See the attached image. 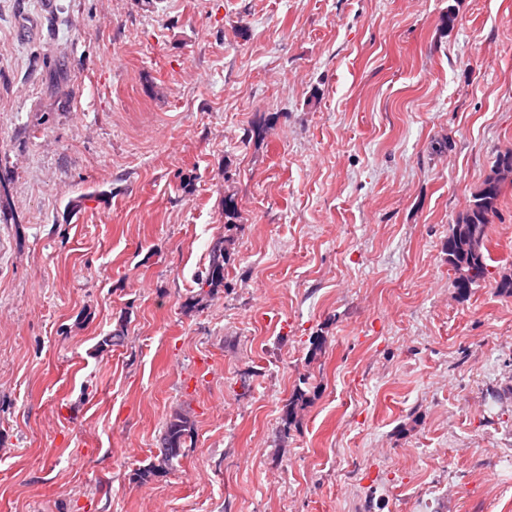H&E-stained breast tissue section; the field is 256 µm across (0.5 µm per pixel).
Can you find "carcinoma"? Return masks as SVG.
<instances>
[{
	"instance_id": "carcinoma-1",
	"label": "carcinoma",
	"mask_w": 512,
	"mask_h": 512,
	"mask_svg": "<svg viewBox=\"0 0 512 512\" xmlns=\"http://www.w3.org/2000/svg\"><path fill=\"white\" fill-rule=\"evenodd\" d=\"M499 171L495 182L490 178L472 193L466 212L459 215L448 235V267L453 271L451 284L467 283L476 286L489 276L487 260L490 253L484 245L488 235L490 217L498 214V205L507 177L512 173V151L498 154L491 171ZM226 248H213L211 261L205 274L198 277L199 290L212 294L224 286V263ZM193 423L188 414L176 411L166 420L159 441L157 462L140 473L146 477L166 470L179 459L181 448L193 434Z\"/></svg>"
}]
</instances>
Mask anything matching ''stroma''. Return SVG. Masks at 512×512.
I'll list each match as a JSON object with an SVG mask.
<instances>
[{"label":"stroma","mask_w":512,"mask_h":512,"mask_svg":"<svg viewBox=\"0 0 512 512\" xmlns=\"http://www.w3.org/2000/svg\"><path fill=\"white\" fill-rule=\"evenodd\" d=\"M507 148L512 0H0V512H512ZM505 152L497 155L490 169V172L499 170V177L483 189V186L492 180L486 176L472 193L466 212L459 215L456 224H452L448 235V267L454 274L451 281L452 287L460 282L468 283L470 288H473L481 281H485L490 274L487 264L490 256L488 249L490 217L498 214L503 188L506 184H512V181L507 183L506 180L511 173L512 150ZM485 236L486 246L484 245ZM470 288H467L462 297L468 295ZM224 246L214 247L212 251L211 261L208 269L204 275L198 277L196 283L198 284L200 293L205 292L204 288H208L207 294H212L224 286V263L226 260ZM193 423L187 413L175 411L166 420L164 431L159 441V454L157 464L153 463L149 468L140 473V477L165 471L178 461L181 448H184L187 438L193 434Z\"/></svg>","instance_id":"stroma-1"}]
</instances>
